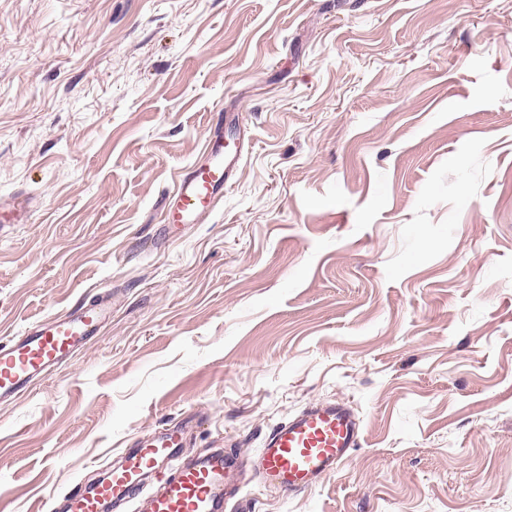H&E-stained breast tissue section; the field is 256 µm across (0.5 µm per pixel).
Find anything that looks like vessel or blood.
I'll use <instances>...</instances> for the list:
<instances>
[{"instance_id":"1","label":"vessel or blood","mask_w":512,"mask_h":512,"mask_svg":"<svg viewBox=\"0 0 512 512\" xmlns=\"http://www.w3.org/2000/svg\"><path fill=\"white\" fill-rule=\"evenodd\" d=\"M244 142L215 123L205 145L206 158L182 173L161 207L164 235L181 234L215 209L234 176ZM34 196L24 193L0 202V224L29 220ZM110 315L103 298L79 300L65 313L44 319L21 335L0 340V402L11 401L52 374L88 345ZM188 422L171 423L148 441H133L109 477L94 489H73L66 512H101L111 505L123 512L137 501L140 512H226L237 481L252 473L260 484L285 492L313 489L348 458L360 440L351 409L318 403L274 427L254 459L214 453L198 460L180 457Z\"/></svg>"}]
</instances>
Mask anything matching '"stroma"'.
I'll use <instances>...</instances> for the list:
<instances>
[{
	"instance_id": "35a3bbf8",
	"label": "stroma",
	"mask_w": 512,
	"mask_h": 512,
	"mask_svg": "<svg viewBox=\"0 0 512 512\" xmlns=\"http://www.w3.org/2000/svg\"><path fill=\"white\" fill-rule=\"evenodd\" d=\"M245 142L171 244L211 118ZM0 336L112 318L0 404V512H46L130 438L254 457L360 419L316 489L241 512H512V0H0ZM35 206V197L21 194L12 202L4 204L0 201V224H21L27 222Z\"/></svg>"
}]
</instances>
